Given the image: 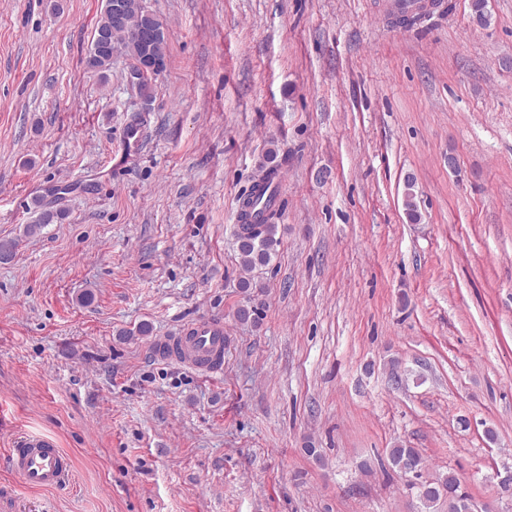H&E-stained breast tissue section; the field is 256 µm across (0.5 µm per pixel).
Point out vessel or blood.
Here are the masks:
<instances>
[{
  "label": "vessel or blood",
  "instance_id": "obj_1",
  "mask_svg": "<svg viewBox=\"0 0 512 512\" xmlns=\"http://www.w3.org/2000/svg\"><path fill=\"white\" fill-rule=\"evenodd\" d=\"M154 351L162 360L205 374L219 373L224 368V323L218 319L194 320L177 334L160 338ZM6 456L13 477L10 495L15 499L25 490L60 489L72 476L70 457L45 437L20 435Z\"/></svg>",
  "mask_w": 512,
  "mask_h": 512
}]
</instances>
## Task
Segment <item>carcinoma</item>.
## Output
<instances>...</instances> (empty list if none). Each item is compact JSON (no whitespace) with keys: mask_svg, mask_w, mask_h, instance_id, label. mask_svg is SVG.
Segmentation results:
<instances>
[{"mask_svg":"<svg viewBox=\"0 0 512 512\" xmlns=\"http://www.w3.org/2000/svg\"><path fill=\"white\" fill-rule=\"evenodd\" d=\"M472 19L482 27H489L492 24V15L487 10V0H471ZM155 28L160 30L161 37L155 47L154 58L146 62L144 50L141 44L135 41L123 31L111 33L108 41L100 39L102 32L111 28V19L107 13H102L99 23L92 38L86 67L101 78L107 77V72L112 65V52L115 43L123 45L127 54L134 61L133 71L141 74L140 93L143 97H150V79L159 74L165 64L167 33L166 27L160 20L154 21ZM414 179L407 177L404 183V206L407 217L418 220V211L414 202ZM277 197V185L275 173L268 174L262 181L254 184L244 194L241 206V221L235 231V239L239 251L242 266L245 270L251 271L258 266H266L272 260L279 243L277 225L273 223L275 217V205ZM42 208L40 222L29 224L23 231V236L34 237L38 235L45 224H52L60 219V214L38 204ZM389 459L391 464L399 472L411 474L418 478L421 471L426 467L425 459L414 448H403L401 446L390 449ZM418 499L420 501V512H434L437 503L448 500V512H471L474 502L472 497L464 488L461 481L452 472L440 477L433 482H423L418 486Z\"/></svg>","mask_w":512,"mask_h":512,"instance_id":"carcinoma-1","label":"carcinoma"}]
</instances>
